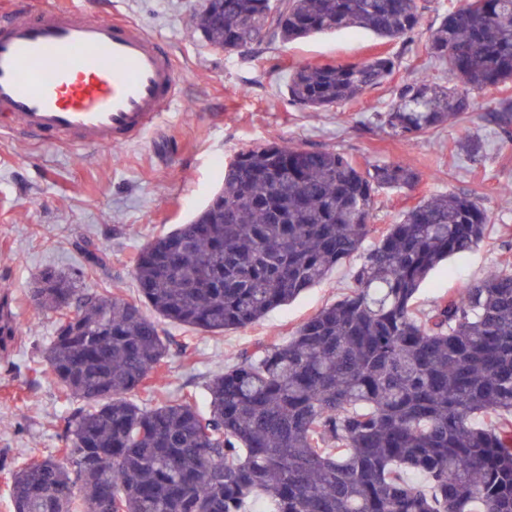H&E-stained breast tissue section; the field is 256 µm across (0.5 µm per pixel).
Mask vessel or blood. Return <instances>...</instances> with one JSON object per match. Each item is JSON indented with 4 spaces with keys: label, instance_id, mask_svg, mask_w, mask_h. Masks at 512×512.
I'll return each mask as SVG.
<instances>
[{
    "label": "vessel or blood",
    "instance_id": "1",
    "mask_svg": "<svg viewBox=\"0 0 512 512\" xmlns=\"http://www.w3.org/2000/svg\"><path fill=\"white\" fill-rule=\"evenodd\" d=\"M168 49L139 25L53 7L0 23V126L71 145L141 139L180 95Z\"/></svg>",
    "mask_w": 512,
    "mask_h": 512
}]
</instances>
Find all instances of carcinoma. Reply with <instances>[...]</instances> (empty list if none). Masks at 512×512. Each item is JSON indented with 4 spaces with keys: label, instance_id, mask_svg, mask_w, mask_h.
Masks as SVG:
<instances>
[{
    "label": "carcinoma",
    "instance_id": "obj_1",
    "mask_svg": "<svg viewBox=\"0 0 512 512\" xmlns=\"http://www.w3.org/2000/svg\"><path fill=\"white\" fill-rule=\"evenodd\" d=\"M426 0H203L205 45L244 53L362 29L388 40L417 30ZM429 64L395 88L372 125L425 135L474 107L460 88L512 82V0H467L429 28ZM391 57L306 65L289 100L320 111L393 74ZM497 114L512 143V100ZM487 152L479 136L460 153ZM399 163H355L329 149L255 145L224 168L221 187L134 262L139 298L159 318L222 334L251 325L357 256L351 291L284 344L259 346L196 397L154 392L173 342L138 303L48 268L38 306L58 314L39 375L73 408L57 453L0 460L12 512H512V263L428 312L417 293L455 255L484 241L491 219L471 193L435 195L389 225L373 247L376 195L413 189ZM18 333L0 292V352ZM153 393L154 404L129 398Z\"/></svg>",
    "mask_w": 512,
    "mask_h": 512
}]
</instances>
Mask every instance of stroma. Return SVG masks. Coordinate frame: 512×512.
<instances>
[{
	"mask_svg": "<svg viewBox=\"0 0 512 512\" xmlns=\"http://www.w3.org/2000/svg\"><path fill=\"white\" fill-rule=\"evenodd\" d=\"M87 17L119 15L139 23L172 52L182 73V93L146 137L119 149L71 147L56 139H32L0 131V283L9 285L21 333L0 366V449L9 456L44 455L63 447L68 406L57 387L38 378L40 350L52 336L56 314L39 309L30 295L34 276L46 268L80 273V285L137 298L133 262L153 238L192 218L220 188L224 166L239 152L266 141L298 148H333L358 163H404L421 174L414 191L377 197L375 230L395 223L422 198L440 193L475 194L491 223L482 243L431 273L418 302L429 310L462 291L500 263L512 262V144L497 137L493 111L512 99V84L474 93L475 108L459 120L410 140L366 126L373 110L386 108L394 89L426 64L429 27L465 0H432L413 43L366 31L341 30L287 44L264 41L246 54L206 46L192 15L202 0H64ZM399 58L392 79L358 101L324 112L290 102L288 74L296 67ZM488 141L477 162L456 154L461 141ZM93 244L104 265L89 267L84 248ZM356 260H347L290 304L248 327L209 335L160 321L159 328L186 354L171 357L153 376L155 388L204 397L211 375L260 344H279L307 318L335 303L353 285Z\"/></svg>",
	"mask_w": 512,
	"mask_h": 512,
	"instance_id": "1",
	"label": "stroma"
}]
</instances>
